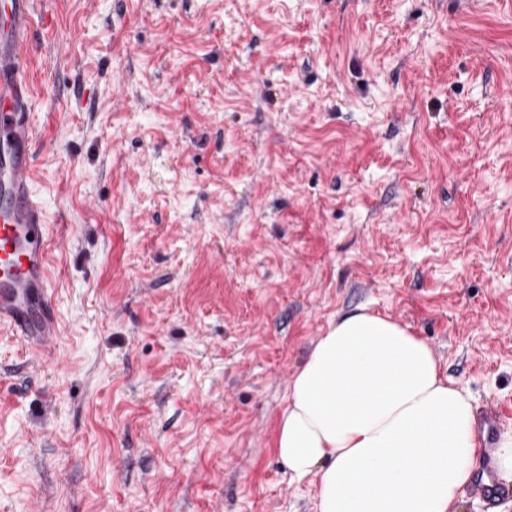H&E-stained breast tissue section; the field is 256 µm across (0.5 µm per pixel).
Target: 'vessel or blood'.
<instances>
[{
    "label": "vessel or blood",
    "instance_id": "obj_1",
    "mask_svg": "<svg viewBox=\"0 0 512 512\" xmlns=\"http://www.w3.org/2000/svg\"><path fill=\"white\" fill-rule=\"evenodd\" d=\"M7 5V25L0 35V167L7 177L0 201V327L42 355L51 350L60 329L50 305L49 227L30 177L36 132L28 119L26 56L36 0H8ZM468 493L492 512L512 487L496 480L486 460Z\"/></svg>",
    "mask_w": 512,
    "mask_h": 512
}]
</instances>
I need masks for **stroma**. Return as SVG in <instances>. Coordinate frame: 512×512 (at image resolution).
<instances>
[{"label":"stroma","instance_id":"obj_1","mask_svg":"<svg viewBox=\"0 0 512 512\" xmlns=\"http://www.w3.org/2000/svg\"><path fill=\"white\" fill-rule=\"evenodd\" d=\"M57 364L0 327V512H315L274 448L357 307L512 412V0H39Z\"/></svg>","mask_w":512,"mask_h":512}]
</instances>
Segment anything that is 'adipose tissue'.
<instances>
[{"instance_id": "1", "label": "adipose tissue", "mask_w": 512, "mask_h": 512, "mask_svg": "<svg viewBox=\"0 0 512 512\" xmlns=\"http://www.w3.org/2000/svg\"><path fill=\"white\" fill-rule=\"evenodd\" d=\"M275 448L293 478L316 476L317 512H458L478 452L472 398L423 340L361 307L294 375Z\"/></svg>"}]
</instances>
